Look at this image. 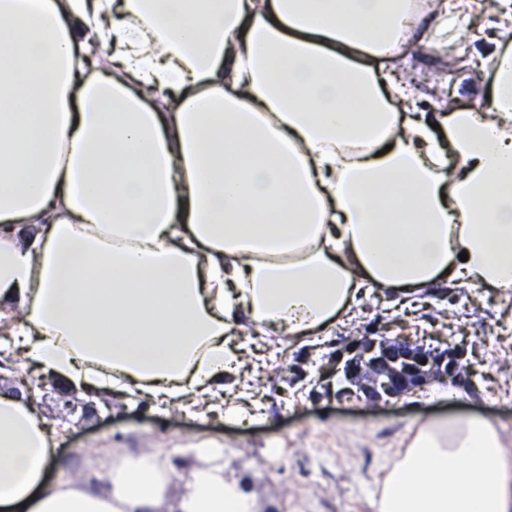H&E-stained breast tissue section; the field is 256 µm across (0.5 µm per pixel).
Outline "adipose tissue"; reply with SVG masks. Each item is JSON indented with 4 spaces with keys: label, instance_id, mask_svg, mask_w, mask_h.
<instances>
[{
    "label": "adipose tissue",
    "instance_id": "ef3b65f1",
    "mask_svg": "<svg viewBox=\"0 0 512 512\" xmlns=\"http://www.w3.org/2000/svg\"><path fill=\"white\" fill-rule=\"evenodd\" d=\"M484 23L466 28L464 20ZM484 45L488 96L419 111L365 64ZM467 260H460V253ZM512 299V0H0V332L78 391L255 421L228 334H330L362 294ZM0 392V512H154L160 458L51 485ZM203 461L178 512H257ZM377 512H512L494 419L419 418Z\"/></svg>",
    "mask_w": 512,
    "mask_h": 512
}]
</instances>
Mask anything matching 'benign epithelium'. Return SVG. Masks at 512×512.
Returning a JSON list of instances; mask_svg holds the SVG:
<instances>
[{
    "mask_svg": "<svg viewBox=\"0 0 512 512\" xmlns=\"http://www.w3.org/2000/svg\"><path fill=\"white\" fill-rule=\"evenodd\" d=\"M337 380L340 399H364L373 404L388 403L433 379L456 385L461 380L456 362L426 350L406 336L392 341L365 338L354 344L347 358H338L326 371ZM58 413L84 419L97 411L95 402H79L67 390H57Z\"/></svg>",
    "mask_w": 512,
    "mask_h": 512,
    "instance_id": "7a95c632",
    "label": "benign epithelium"
}]
</instances>
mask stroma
I'll use <instances>...</instances> for the list:
<instances>
[{
    "label": "stroma",
    "mask_w": 512,
    "mask_h": 512,
    "mask_svg": "<svg viewBox=\"0 0 512 512\" xmlns=\"http://www.w3.org/2000/svg\"><path fill=\"white\" fill-rule=\"evenodd\" d=\"M403 71L426 110L445 100L469 108L485 96L486 86L469 59L457 55L424 47L409 57ZM400 334L427 349L461 351L475 385L463 391L456 410L493 415L512 452V302L463 285L436 288L399 314L382 295H369L350 322L301 346L282 336L239 332L235 343L257 356L255 399L263 415L257 424L99 393L97 414L69 424L50 481H78L89 493L101 494L111 488L113 461L157 455L179 476L163 500L165 512H174L184 479L198 463L191 448L207 440L222 446L225 476L248 488L259 512H375L378 480L396 461L404 435L416 418L440 406L411 394L380 405L339 400L320 380L319 370L344 340ZM273 446L278 449L274 455L269 452Z\"/></svg>",
    "instance_id": "obj_1"
}]
</instances>
